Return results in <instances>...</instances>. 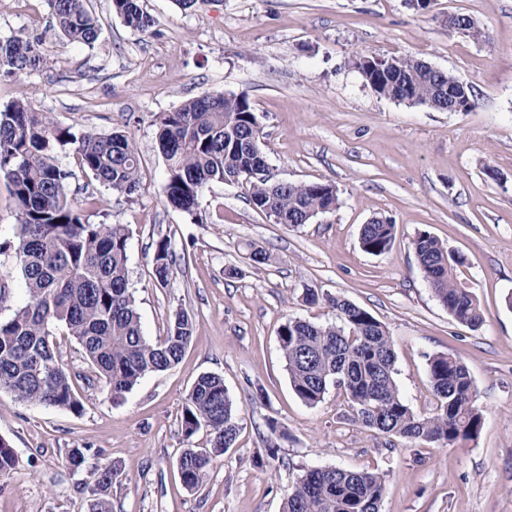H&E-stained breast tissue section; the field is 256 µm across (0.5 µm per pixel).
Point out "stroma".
<instances>
[{
    "label": "stroma",
    "mask_w": 512,
    "mask_h": 512,
    "mask_svg": "<svg viewBox=\"0 0 512 512\" xmlns=\"http://www.w3.org/2000/svg\"><path fill=\"white\" fill-rule=\"evenodd\" d=\"M150 33L127 27L112 0H88L101 29L94 47L62 39L46 0H0V40L39 38L45 64L0 75V107L21 98L73 132H126L140 158V188L113 193L78 165L71 198L95 224L126 225L130 288L144 336H165L187 311L193 338L174 368L152 373L121 399L110 397L75 341L58 352L82 373L74 414L0 391V437L17 466L0 479V512H87L88 471L64 464L68 449L119 466L113 512H282L305 470L377 471L380 512H512V0H141ZM466 13L485 25L479 43L449 28ZM414 56L472 85L467 112L409 106L375 93L353 65L358 54ZM206 94L244 95L263 131L275 177L328 181L339 205L296 227L275 223L241 184L215 183L196 213L169 207L159 113ZM390 219L392 249L365 252L362 224ZM425 230L460 253L456 272L484 315L472 328L435 299L410 245ZM171 242L180 260L168 286L153 275L152 245ZM274 257L262 270L249 253ZM234 267L238 276L227 277ZM343 296L383 323L393 340L395 380L415 413L436 410L427 376L435 354L468 367L484 415L478 437L450 447L412 444L362 428L343 394L328 390L308 406L293 391L278 331L288 318L334 321L327 304L303 292ZM220 375L240 411V432L204 484L190 491L177 471L185 448L182 411L199 375ZM291 438L267 451V421Z\"/></svg>",
    "instance_id": "35a3bbf8"
}]
</instances>
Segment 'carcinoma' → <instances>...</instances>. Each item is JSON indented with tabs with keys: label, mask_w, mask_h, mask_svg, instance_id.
Returning a JSON list of instances; mask_svg holds the SVG:
<instances>
[{
	"label": "carcinoma",
	"mask_w": 512,
	"mask_h": 512,
	"mask_svg": "<svg viewBox=\"0 0 512 512\" xmlns=\"http://www.w3.org/2000/svg\"><path fill=\"white\" fill-rule=\"evenodd\" d=\"M52 18L71 43L91 48L99 36L98 20L86 0H48ZM124 23L143 34L153 21L141 0H112ZM467 36L489 41V32L467 14ZM40 40L24 33L0 40V73L14 75L40 68L45 61ZM354 66L378 95L396 98L409 93L411 105L444 112L448 98L474 109L471 85L453 74H429L422 61L390 58L380 63L373 55L356 58ZM158 141L167 163L166 199L173 208L192 214L205 188L212 183H244L249 202L279 224L298 226L311 216L338 206V191L326 182L293 183L270 176L249 177L257 154L263 152L262 130L245 95L201 96L173 112L157 117ZM73 148L82 170L112 191L131 197L140 187L139 157L128 135L76 134L56 125L29 100L0 107V178L9 184L17 205L13 242L26 302L0 319V391L22 402L68 410L83 405L75 392L79 375L67 368L56 350V336H69L83 350L96 376L112 397L132 390L151 373L179 364L193 337V320L180 311L166 335L153 343L142 332L140 314L130 291L129 230L122 224H91L82 204L68 193L71 172L59 165L58 150ZM361 248L383 254L394 244V224L374 218L362 225ZM420 267L436 300L459 323L478 327L483 315L473 294L460 287L455 269L463 257L422 230L411 241ZM176 256L169 241L156 242L153 270L165 287ZM306 302L325 301L336 320L325 324L287 319L279 342L291 386L306 404L315 406L331 387L343 392L351 419L362 427L411 443L453 446L473 440L483 426L467 366L448 354L428 359V379L437 412L416 414L402 398L395 381V353L386 327L351 301L322 295L308 288ZM182 429L190 438L207 432L210 447L187 448L178 460L185 488L203 484L216 458L235 444L240 431L238 412L214 374L200 375L192 385L182 414ZM69 469H88L92 477L89 501L93 512H112V486L120 469L108 463L88 464V449L70 448ZM17 458L0 437V476L14 470ZM384 476L378 472L339 467L304 472L286 494L283 512H379Z\"/></svg>",
	"instance_id": "obj_1"
}]
</instances>
